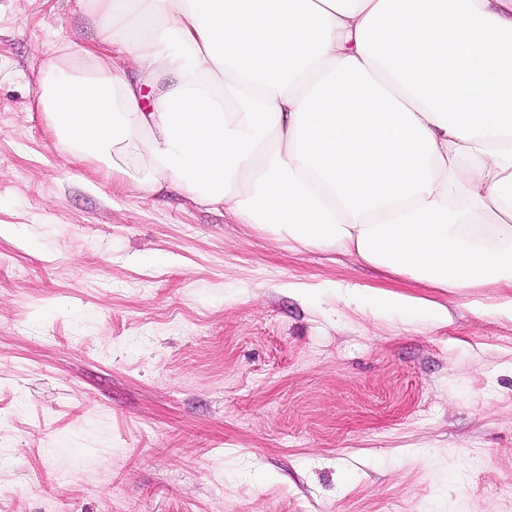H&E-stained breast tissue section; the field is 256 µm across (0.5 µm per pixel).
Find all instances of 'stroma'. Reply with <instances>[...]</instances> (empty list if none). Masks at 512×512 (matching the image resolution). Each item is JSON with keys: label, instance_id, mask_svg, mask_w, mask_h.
<instances>
[{"label": "stroma", "instance_id": "stroma-1", "mask_svg": "<svg viewBox=\"0 0 512 512\" xmlns=\"http://www.w3.org/2000/svg\"><path fill=\"white\" fill-rule=\"evenodd\" d=\"M85 37L77 0H0V512H512V289L295 251L72 160L37 71ZM374 308L379 312L405 311L428 315L433 321L448 318L441 306L410 295L383 291L374 297Z\"/></svg>", "mask_w": 512, "mask_h": 512}]
</instances>
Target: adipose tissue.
<instances>
[{
    "label": "adipose tissue",
    "instance_id": "adipose-tissue-1",
    "mask_svg": "<svg viewBox=\"0 0 512 512\" xmlns=\"http://www.w3.org/2000/svg\"><path fill=\"white\" fill-rule=\"evenodd\" d=\"M57 146L434 288H512V0H78Z\"/></svg>",
    "mask_w": 512,
    "mask_h": 512
}]
</instances>
